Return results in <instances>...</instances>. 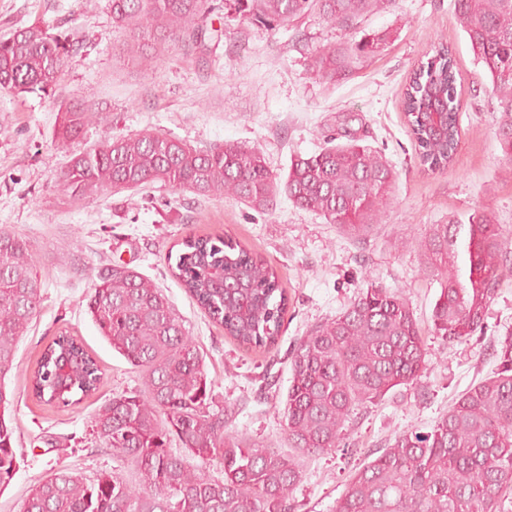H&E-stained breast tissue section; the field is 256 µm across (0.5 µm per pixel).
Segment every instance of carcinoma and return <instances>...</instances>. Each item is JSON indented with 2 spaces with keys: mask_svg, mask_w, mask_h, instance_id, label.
I'll list each match as a JSON object with an SVG mask.
<instances>
[{
  "mask_svg": "<svg viewBox=\"0 0 512 512\" xmlns=\"http://www.w3.org/2000/svg\"><path fill=\"white\" fill-rule=\"evenodd\" d=\"M229 2L236 18L249 24L286 28L315 14L346 31V40L310 52L311 71L331 82L389 39L384 31L361 32L360 24L392 0ZM109 6L125 36L122 53L148 72L168 53L191 57L210 39L212 0H109ZM454 13L492 83L502 160L512 166V0H454ZM69 53L66 39L37 25L0 38V93L50 94ZM460 110L452 48L441 42L413 71L402 97L423 170L443 173L453 165ZM107 120L83 102L64 103L56 142L64 146L90 123ZM396 179L378 150L355 140L332 137L318 152L296 155L280 176L258 151L238 142L198 150L146 130L75 155L58 186L71 202L83 203L102 192L160 184L203 198L226 196L259 214L272 212L283 194L345 233L363 236L382 222ZM181 245L169 270L199 307L240 346H273L288 307L276 271L228 236H190ZM415 245L440 281L433 335L454 344L482 331L498 287L512 277L499 226L475 211L430 225ZM38 263L25 237L0 230V377L40 307ZM86 308L112 350L141 373L139 390L112 397L91 418L93 434L134 467L138 482L114 471L88 484L60 468L29 490L20 512H295L293 491L303 478L299 457L343 446L357 411L413 382L426 365V344L409 303L386 288H368L291 353L290 384L277 412L296 454L285 455L226 429L223 411L213 408L203 353L152 281L114 265L93 284ZM500 345L497 372L460 394L431 431L398 436L355 472L335 512H498L502 494L512 489V334ZM65 357L71 366L63 383L58 361ZM103 385L96 360L69 335L45 348L29 377L34 398L62 407ZM9 404L0 383V488L16 469ZM172 436L185 454L222 466L224 479L189 467L184 454L168 449Z\"/></svg>",
  "mask_w": 512,
  "mask_h": 512,
  "instance_id": "obj_1",
  "label": "carcinoma"
}]
</instances>
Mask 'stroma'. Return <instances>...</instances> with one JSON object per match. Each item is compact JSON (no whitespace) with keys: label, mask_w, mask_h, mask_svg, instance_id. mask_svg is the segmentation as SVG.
Wrapping results in <instances>:
<instances>
[{"label":"stroma","mask_w":512,"mask_h":512,"mask_svg":"<svg viewBox=\"0 0 512 512\" xmlns=\"http://www.w3.org/2000/svg\"><path fill=\"white\" fill-rule=\"evenodd\" d=\"M211 22L220 35L206 51L192 58L172 54L147 73L122 54L124 36L112 25L108 0H0V36L39 25L72 48L54 95L0 94V228L30 241L42 283L41 306L18 338L6 380L17 472L0 490V512H19L32 486L57 469L92 481L123 466L90 427L99 406L141 384L138 370L112 351L86 310L93 283L115 264L150 278L169 299L205 356L213 401L229 430L282 451L284 423L275 407L288 391V359L297 342L369 285L407 299L425 331V370L360 410L345 447L301 457L305 476L293 493L296 512H334L353 471L396 436L431 431L459 394L499 364V342L512 330V279L501 284L483 333L445 344L429 331L439 282L411 245L430 225L483 210L512 251V167L501 161L491 82L474 60L453 0H396L392 9L370 15L364 29L389 32L387 45L333 83L307 67L312 49L343 37L318 16L266 29L218 10ZM441 41L455 53L461 139L453 166L431 174L418 165L401 96L418 63ZM73 96L110 113L111 121L90 125L67 149L57 145L54 130L59 105ZM146 129L199 149L225 141L258 148L280 174L294 154L312 155L328 135L356 136L394 167L391 204L383 224L352 237L283 195L262 217L230 198L160 186L81 204L59 190L57 176L73 152ZM221 233L262 256L287 290L282 332L272 347H240L168 271L167 255L181 239ZM62 334L84 345L105 379L96 393L65 408L37 401L28 390L43 350Z\"/></svg>","instance_id":"1"}]
</instances>
